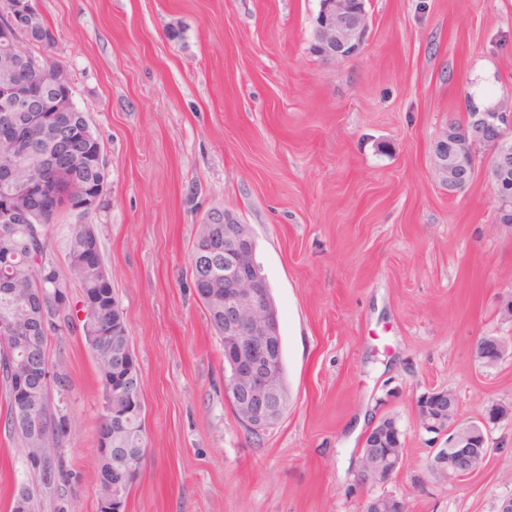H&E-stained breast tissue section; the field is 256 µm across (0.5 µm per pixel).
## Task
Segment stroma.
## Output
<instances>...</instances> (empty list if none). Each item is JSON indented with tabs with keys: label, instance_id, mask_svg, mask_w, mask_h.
I'll return each instance as SVG.
<instances>
[{
	"label": "stroma",
	"instance_id": "1",
	"mask_svg": "<svg viewBox=\"0 0 512 512\" xmlns=\"http://www.w3.org/2000/svg\"><path fill=\"white\" fill-rule=\"evenodd\" d=\"M74 102L100 140L109 187L91 222L142 379L147 455L127 512H498L512 496V420L457 481L427 470L434 436L415 402L456 393L461 419L512 404V230L483 178L456 196L432 143L475 94L512 104V0H367L363 50L314 55L318 0H36ZM250 225L280 315L288 405L250 435L224 394V349L192 286L214 211ZM50 337L51 404L67 478L40 484L0 426V512L33 487L38 512H96L102 386L82 332ZM405 435L391 482L356 480L367 429ZM475 354L483 360L485 366H495L504 359L506 351L497 337L484 336L477 342Z\"/></svg>",
	"mask_w": 512,
	"mask_h": 512
}]
</instances>
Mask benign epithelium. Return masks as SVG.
<instances>
[{"label": "benign epithelium", "mask_w": 512, "mask_h": 512, "mask_svg": "<svg viewBox=\"0 0 512 512\" xmlns=\"http://www.w3.org/2000/svg\"><path fill=\"white\" fill-rule=\"evenodd\" d=\"M43 29L36 0H0V141L10 144L8 169L0 170V182L11 187V193L0 199L1 224L17 220L30 222L44 210L50 193L44 181L33 177V171L44 163L17 130L25 120H39L47 102L31 93L25 76L39 78L46 90L55 91L70 84L64 67L43 56H27L20 43ZM370 31L366 0H319L315 18L313 50L318 56L343 62L365 45ZM55 140L75 144L90 138L89 124L70 123L53 132ZM487 150L483 165L476 164V151ZM433 168L448 195L463 192L480 174L490 186L496 201L495 223L512 230V222L503 216L512 213V108L494 107L469 113L468 123L459 127L450 121L439 133L432 147ZM98 189L80 194L73 215L78 223H87L102 203L107 190L104 159L98 162ZM210 224L224 225V241H217L205 253L194 256L209 274L197 280L198 296L209 302L213 313L224 314V390L234 411L247 429L263 432L273 426L285 410L282 373L278 368L281 348L279 327L273 319L266 279L256 262V240L249 225L241 224L226 213H216ZM224 275V299L210 294L218 275ZM48 334L46 319H41L39 335L17 336L19 349L28 354L23 362L8 369L16 384V412L24 417L26 427L36 430L39 419L29 402L31 390L44 386L50 379L49 357L40 335ZM486 366H495L505 357L502 342L495 336L480 338L475 347ZM112 392V422L123 426L126 414L118 403L142 405L137 383L123 381L108 386ZM431 404L417 412L418 424L425 431L448 436L442 448L433 449L428 462L431 473L451 479L467 477L479 471L491 456L493 448L489 428L512 417V406L491 401L476 421L459 418L456 396L444 389L427 392ZM380 419L369 431L361 448L359 480L385 484L405 465L403 432L392 424L394 443L382 453L376 442L384 425ZM106 464L100 468L98 484L106 491L99 507L106 512H126V482L137 475L132 460L134 448H107ZM405 503L392 494L370 499L365 512H403Z\"/></svg>", "instance_id": "benign-epithelium-1"}]
</instances>
